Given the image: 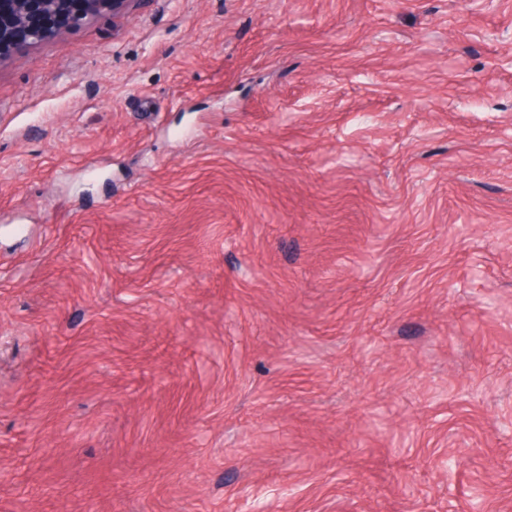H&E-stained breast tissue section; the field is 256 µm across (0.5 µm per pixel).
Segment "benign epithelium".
<instances>
[{
    "instance_id": "7a95c632",
    "label": "benign epithelium",
    "mask_w": 512,
    "mask_h": 512,
    "mask_svg": "<svg viewBox=\"0 0 512 512\" xmlns=\"http://www.w3.org/2000/svg\"><path fill=\"white\" fill-rule=\"evenodd\" d=\"M68 0H0V58L21 44L35 45L63 33L32 21L35 16L57 13ZM128 0H84L82 12L70 16L69 25L81 24L88 16L110 8L120 10Z\"/></svg>"
}]
</instances>
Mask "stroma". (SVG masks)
I'll use <instances>...</instances> for the list:
<instances>
[{"label":"stroma","instance_id":"1","mask_svg":"<svg viewBox=\"0 0 512 512\" xmlns=\"http://www.w3.org/2000/svg\"><path fill=\"white\" fill-rule=\"evenodd\" d=\"M0 512H512V0L0 60Z\"/></svg>","mask_w":512,"mask_h":512}]
</instances>
